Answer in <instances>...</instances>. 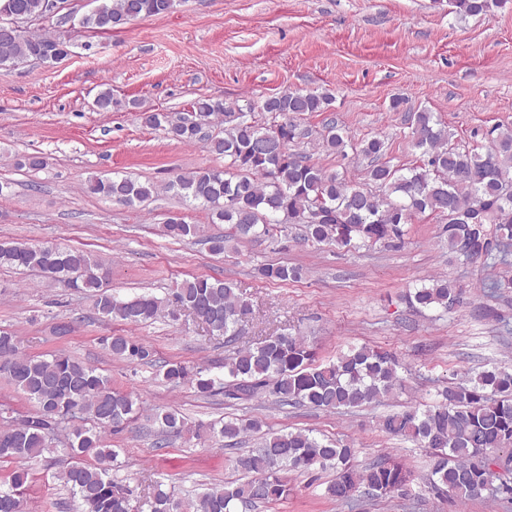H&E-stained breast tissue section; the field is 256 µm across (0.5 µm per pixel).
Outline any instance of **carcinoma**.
Returning <instances> with one entry per match:
<instances>
[{
    "label": "carcinoma",
    "instance_id": "cac0c4a2",
    "mask_svg": "<svg viewBox=\"0 0 512 512\" xmlns=\"http://www.w3.org/2000/svg\"><path fill=\"white\" fill-rule=\"evenodd\" d=\"M461 16H489L506 0H451ZM176 0H98L81 20L85 29L108 33L129 22L170 13ZM49 14L48 0H0V22L13 19L40 21ZM70 37L57 33L29 38L0 31V70L30 58L54 62L68 55ZM333 95L327 92L289 90L267 98L261 110L279 121L264 128L222 99L201 97L185 112H149L137 99L125 101L105 89L94 99L95 110L136 112L142 123L163 128L180 142L201 140L202 129L221 119L224 128L207 136L210 152L227 159V169L200 168L180 174L163 188L129 177L89 180L88 189L116 203L133 206L158 196L175 195L208 209L227 231L209 238V250L219 255L250 238L270 236L282 224H301L305 237L316 245L349 246L386 243L401 238L402 227L424 213L443 224L441 241L448 255L473 256L464 250L470 230L486 239V254L499 241H512V127L500 128L488 145L476 151L450 143L448 131L435 113H411V142L420 150V162L409 167L384 160L386 139L373 136L359 144L356 153L368 160L364 178L355 182L338 172L312 163L298 147L309 132L296 123L305 113L327 112ZM350 145L346 130L327 122L319 134L318 148L328 154L346 155ZM18 168L40 170L46 165L36 153L18 154ZM164 235L177 240L198 236L199 225L178 215L163 224ZM34 272L95 298L98 313L108 320L140 324L158 318L175 319L166 300L151 293L119 299L108 292L103 260L81 248L26 242H0V267ZM256 275L266 281L288 282L302 276V268L262 264ZM461 289L446 279H431L410 292L409 302L419 308L455 310ZM176 307L191 315L212 334L233 338L249 310L233 285L206 277L186 279L174 291ZM112 357L132 364L151 361L148 343L133 336L113 334L104 338ZM0 379L24 395L32 410L22 418L8 407L0 408V462L14 467L0 488V512H24L26 489L33 473L28 462L51 452L60 443L59 427L75 416L64 451L71 462L57 480L80 501L82 512H133L136 489L110 475L116 458L107 447L103 431L120 429L144 412L131 393L112 387V379L65 352L46 358L31 355L15 332L0 328ZM399 363L390 353L368 345L352 346L328 362L298 336L270 335L254 347L240 348L224 359V378L202 367L171 361L162 366L163 379L173 385L188 382L202 394L224 392L227 402L245 401L266 393L275 403L322 410H345L379 402L402 386ZM150 421L163 437L193 431L175 409L155 411ZM383 432L415 441L430 449L434 465L427 488L439 497L478 501L502 472L512 471V365L497 364L469 374L442 391L425 409L394 412L380 420ZM208 431L227 447L251 432L256 447L232 457L242 477L215 483L184 505L163 482L152 481L143 493L151 512H237L238 507L276 503L293 492L286 473L314 474L331 470L326 487L329 497L348 501L360 494L375 499L403 495L413 482L412 471L398 458H387L364 467L354 464L351 445L313 435L309 431L264 432L262 422L230 420Z\"/></svg>",
    "mask_w": 512,
    "mask_h": 512
}]
</instances>
